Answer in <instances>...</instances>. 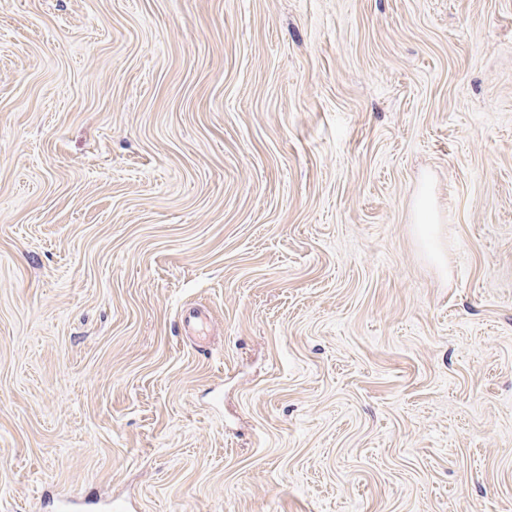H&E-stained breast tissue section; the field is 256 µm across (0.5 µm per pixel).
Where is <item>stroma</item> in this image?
Masks as SVG:
<instances>
[{
	"instance_id": "1",
	"label": "stroma",
	"mask_w": 512,
	"mask_h": 512,
	"mask_svg": "<svg viewBox=\"0 0 512 512\" xmlns=\"http://www.w3.org/2000/svg\"><path fill=\"white\" fill-rule=\"evenodd\" d=\"M114 504L512 512V0H0V512Z\"/></svg>"
}]
</instances>
